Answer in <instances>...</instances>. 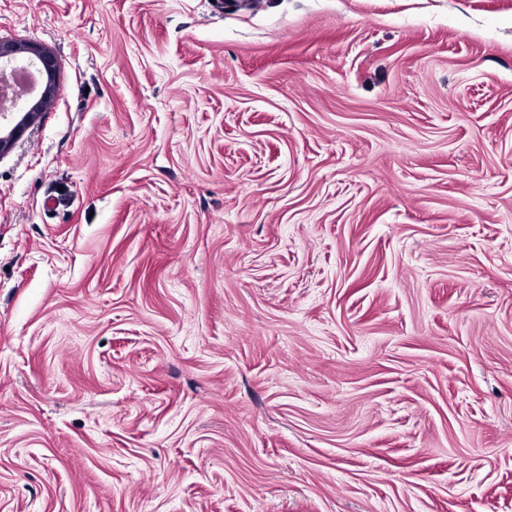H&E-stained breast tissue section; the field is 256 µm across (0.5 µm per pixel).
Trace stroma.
<instances>
[{
	"mask_svg": "<svg viewBox=\"0 0 512 512\" xmlns=\"http://www.w3.org/2000/svg\"><path fill=\"white\" fill-rule=\"evenodd\" d=\"M0 512H512V0H0ZM18 57L27 59L40 67L45 82L41 87L39 99L32 104L22 105L17 113L12 112L9 102H3L8 112H1V94H0V118L8 119V114L12 115V125L6 133H0V156L9 153L18 139L36 120L40 112L41 101L47 100L55 94V62L50 53L44 48L35 44L16 45L12 43H0V75L1 80L5 77L11 84H16L18 93L22 100L35 96L42 82V75L39 70L28 62L15 64V70L10 66L8 70L3 66Z\"/></svg>",
	"mask_w": 512,
	"mask_h": 512,
	"instance_id": "35a3bbf8",
	"label": "stroma"
}]
</instances>
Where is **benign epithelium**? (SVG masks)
Instances as JSON below:
<instances>
[{
	"instance_id": "benign-epithelium-1",
	"label": "benign epithelium",
	"mask_w": 512,
	"mask_h": 512,
	"mask_svg": "<svg viewBox=\"0 0 512 512\" xmlns=\"http://www.w3.org/2000/svg\"><path fill=\"white\" fill-rule=\"evenodd\" d=\"M25 58L40 67L45 82L41 87L40 100L25 104L19 108V112L8 114L0 113V118H11L12 125L5 133H0V156L9 153L18 139L36 120L40 112V101L47 100L55 94V62L50 53L35 44L16 45L12 43H0V75L7 73L5 64L19 58Z\"/></svg>"
}]
</instances>
